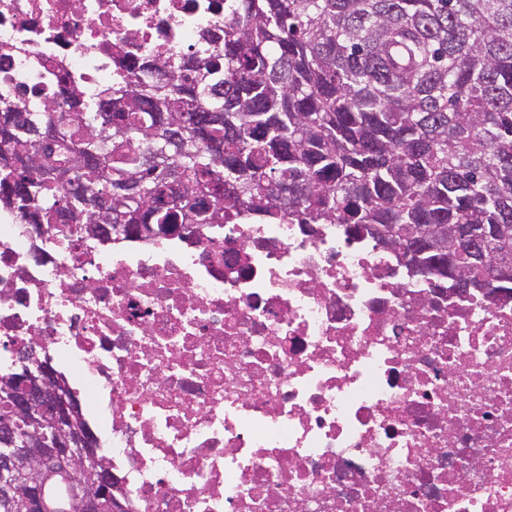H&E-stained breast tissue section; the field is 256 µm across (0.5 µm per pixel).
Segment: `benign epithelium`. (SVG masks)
Returning <instances> with one entry per match:
<instances>
[{"mask_svg": "<svg viewBox=\"0 0 512 512\" xmlns=\"http://www.w3.org/2000/svg\"><path fill=\"white\" fill-rule=\"evenodd\" d=\"M468 247L487 261L481 234L468 235ZM0 399L9 413L0 418V509L3 512H70L51 507L45 497L49 480L70 482L66 495L76 512H124L112 496V470L100 463L94 437L48 359H32L21 373L0 375Z\"/></svg>", "mask_w": 512, "mask_h": 512, "instance_id": "1", "label": "benign epithelium"}]
</instances>
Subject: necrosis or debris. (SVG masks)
Here are the masks:
<instances>
[{"label": "necrosis or debris", "instance_id": "necrosis-or-debris-1", "mask_svg": "<svg viewBox=\"0 0 512 512\" xmlns=\"http://www.w3.org/2000/svg\"><path fill=\"white\" fill-rule=\"evenodd\" d=\"M224 0H0V107L221 49ZM58 364L128 512H512V289L342 224L34 228L0 205V373Z\"/></svg>", "mask_w": 512, "mask_h": 512}]
</instances>
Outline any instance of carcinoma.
Returning <instances> with one entry per match:
<instances>
[{"label": "carcinoma", "mask_w": 512, "mask_h": 512, "mask_svg": "<svg viewBox=\"0 0 512 512\" xmlns=\"http://www.w3.org/2000/svg\"><path fill=\"white\" fill-rule=\"evenodd\" d=\"M218 52L198 50L160 82L132 71L91 109L67 80L44 108L0 112V200L23 223L347 224L389 246L421 224L487 231L512 255V0H232ZM212 112L172 141L158 122ZM70 127L35 152L30 131ZM224 145V157L210 151ZM81 154L99 163L80 167ZM84 198L70 196L52 164ZM143 194L102 216L87 203L123 181ZM403 259L471 286L511 288L471 258L423 245Z\"/></svg>", "instance_id": "1"}]
</instances>
